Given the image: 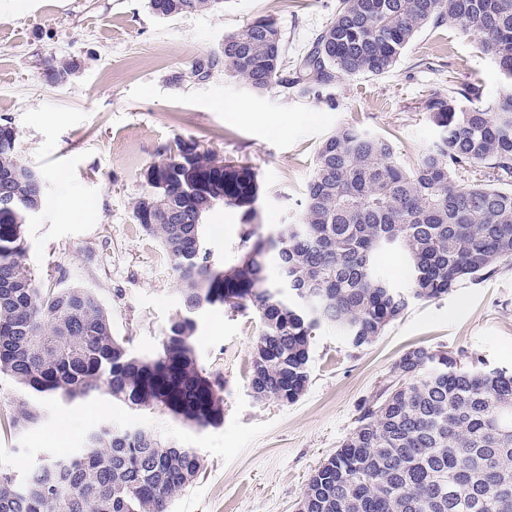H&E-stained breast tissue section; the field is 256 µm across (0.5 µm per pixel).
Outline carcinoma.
I'll return each instance as SVG.
<instances>
[{
  "label": "carcinoma",
  "mask_w": 512,
  "mask_h": 512,
  "mask_svg": "<svg viewBox=\"0 0 512 512\" xmlns=\"http://www.w3.org/2000/svg\"><path fill=\"white\" fill-rule=\"evenodd\" d=\"M160 5L176 16L224 0H148L154 14ZM445 22L476 37L506 82L503 94L487 103L480 86L450 80L448 92L426 99L438 138L413 168L390 138L339 128L316 152L300 221L278 228L269 249L255 223L261 183L250 166L216 160L193 139L164 148L134 207L179 283V309L152 359L113 335L96 292L46 286L26 263L28 211L40 207L42 190L16 155L14 128L0 123V373L27 394L9 425L43 422L44 397L103 394L151 409L163 404L147 383L158 373L179 394L168 411L198 429L223 424V380L200 366L193 344L197 314L216 305L258 314L251 396L294 404L309 386L320 326L360 348L410 301L512 265V0H338L334 19L292 61L290 79L281 32L259 17L193 60L189 73L203 81L222 71L257 95L277 83L312 92L338 77L391 71L424 26ZM76 68L50 64L44 77L61 84ZM463 174L472 178L467 188L457 183ZM201 180L207 197L196 193ZM219 203L241 213L237 252L222 261L202 238ZM385 250L404 256L408 289L378 275ZM394 371L397 383L362 407L358 425L309 478L305 512H512V371L427 346L407 351ZM200 470L196 449L106 423L81 453L52 455L22 481L0 471V512H168Z\"/></svg>",
  "instance_id": "carcinoma-1"
}]
</instances>
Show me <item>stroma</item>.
I'll return each mask as SVG.
<instances>
[{"instance_id":"1","label":"stroma","mask_w":512,"mask_h":512,"mask_svg":"<svg viewBox=\"0 0 512 512\" xmlns=\"http://www.w3.org/2000/svg\"><path fill=\"white\" fill-rule=\"evenodd\" d=\"M337 0H225L218 11L161 19L147 0H0V118L16 131L19 159L44 182L41 206L26 226V261L42 282L94 290L114 335L134 355L152 358L179 307L178 282L159 242L133 215L148 186L144 173L174 140L194 139L220 160L254 168L261 179L263 229L296 223L321 142L354 125L390 137L414 166L436 138L423 102L449 78L503 91L495 65L471 33L427 25L399 63L379 77L339 79L302 95L275 86L251 93L215 73L186 71L218 51L225 36L258 17L280 28L289 56L335 16ZM72 60L60 85L48 63ZM84 204L80 216L58 206ZM241 214L216 205L203 227L216 256L236 250ZM260 322L253 308L205 309L195 349L224 381V422L197 429L170 412L128 410L109 397L63 405L43 400L42 424L18 431L0 420V468L24 475L51 454L80 452L104 422L152 428L163 440L196 449L197 479L169 512H297L314 470L355 427L360 407L395 379L410 349L464 350L489 367L512 369V266L468 281L433 301L411 302L372 344L355 348L334 328L316 330L311 381L292 405L255 401L248 389Z\"/></svg>"}]
</instances>
